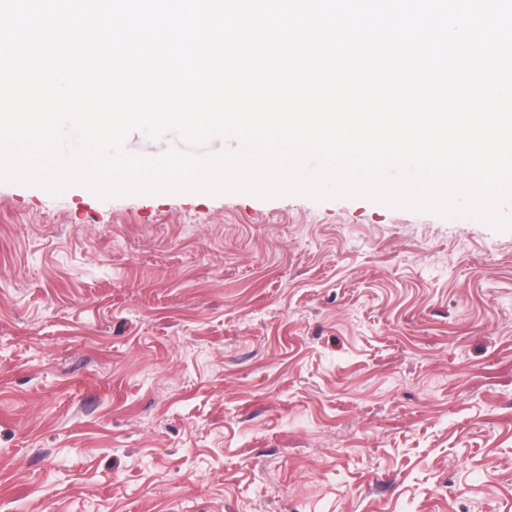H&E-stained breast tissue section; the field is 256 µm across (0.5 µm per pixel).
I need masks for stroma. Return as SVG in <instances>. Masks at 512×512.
<instances>
[{
  "instance_id": "35a3bbf8",
  "label": "stroma",
  "mask_w": 512,
  "mask_h": 512,
  "mask_svg": "<svg viewBox=\"0 0 512 512\" xmlns=\"http://www.w3.org/2000/svg\"><path fill=\"white\" fill-rule=\"evenodd\" d=\"M0 512H512V229L0 182Z\"/></svg>"
}]
</instances>
